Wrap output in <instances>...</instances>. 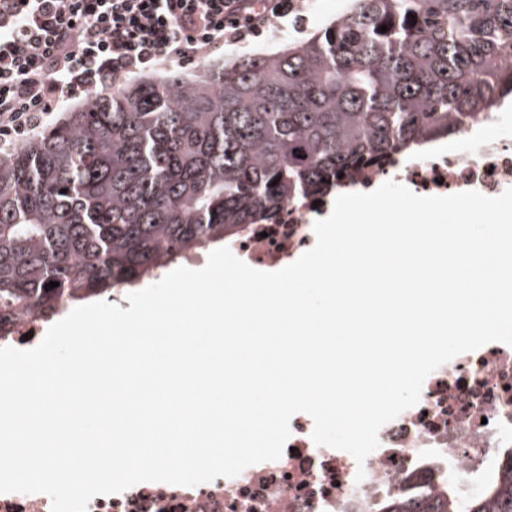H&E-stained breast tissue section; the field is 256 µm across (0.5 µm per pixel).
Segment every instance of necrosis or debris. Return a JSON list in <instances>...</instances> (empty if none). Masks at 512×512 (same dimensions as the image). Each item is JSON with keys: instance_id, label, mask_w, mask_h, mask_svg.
Here are the masks:
<instances>
[{"instance_id": "1", "label": "necrosis or debris", "mask_w": 512, "mask_h": 512, "mask_svg": "<svg viewBox=\"0 0 512 512\" xmlns=\"http://www.w3.org/2000/svg\"><path fill=\"white\" fill-rule=\"evenodd\" d=\"M353 178L366 192L391 180L421 196L499 195L512 188V114L455 121L447 143L396 155L391 164L354 171ZM313 216L311 206H288L281 223L253 225L228 246L245 262L287 266L313 246ZM312 430L308 414H295L278 460L192 487L140 482L95 496L86 512H376L392 495L413 497L431 488L468 493L512 449V346L490 343L432 372L418 404L382 426L379 446L364 463L316 445Z\"/></svg>"}]
</instances>
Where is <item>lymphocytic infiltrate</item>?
Returning <instances> with one entry per match:
<instances>
[{
	"label": "lymphocytic infiltrate",
	"mask_w": 512,
	"mask_h": 512,
	"mask_svg": "<svg viewBox=\"0 0 512 512\" xmlns=\"http://www.w3.org/2000/svg\"><path fill=\"white\" fill-rule=\"evenodd\" d=\"M294 0H0V149L64 97L247 42Z\"/></svg>",
	"instance_id": "lymphocytic-infiltrate-1"
}]
</instances>
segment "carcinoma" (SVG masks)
Returning a JSON list of instances; mask_svg holds the SVG:
<instances>
[{
	"mask_svg": "<svg viewBox=\"0 0 512 512\" xmlns=\"http://www.w3.org/2000/svg\"><path fill=\"white\" fill-rule=\"evenodd\" d=\"M507 100L512 0H352L300 43L98 94L0 156V336L127 293ZM378 512H512V454L477 496Z\"/></svg>",
	"mask_w": 512,
	"mask_h": 512,
	"instance_id": "1",
	"label": "carcinoma"
}]
</instances>
